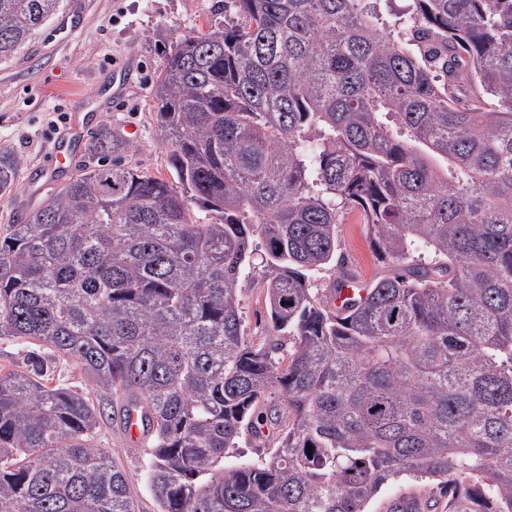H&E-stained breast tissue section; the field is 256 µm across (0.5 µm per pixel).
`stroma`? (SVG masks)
I'll return each mask as SVG.
<instances>
[{
    "label": "stroma",
    "instance_id": "35a3bbf8",
    "mask_svg": "<svg viewBox=\"0 0 512 512\" xmlns=\"http://www.w3.org/2000/svg\"><path fill=\"white\" fill-rule=\"evenodd\" d=\"M234 6L216 0H65V6L24 47L0 52V148L21 161L16 191L0 196V228L16 212L33 210L49 187L66 182L84 160L83 146L72 150L71 167L48 176L45 164L69 118L89 116V130L101 124L135 126L124 160L141 171L169 178L166 150L153 121L154 83L173 43L237 20ZM126 72L129 85L122 101L100 95L114 72ZM340 251L363 282L390 274L364 224L350 214L340 227ZM247 335L271 333L261 282L246 280L241 291ZM104 447L128 474L140 512H156L145 482L148 456L133 447L120 425L104 428Z\"/></svg>",
    "mask_w": 512,
    "mask_h": 512
}]
</instances>
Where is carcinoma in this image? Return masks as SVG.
<instances>
[{
	"mask_svg": "<svg viewBox=\"0 0 512 512\" xmlns=\"http://www.w3.org/2000/svg\"><path fill=\"white\" fill-rule=\"evenodd\" d=\"M233 3L158 75L171 179L103 125L0 230V339L89 382L33 351L0 369V512H139L101 447L114 396L152 414L157 512H367L404 477L512 512V0ZM63 8L0 0V52ZM19 172L0 150V194ZM352 212L396 268L338 308ZM257 234L264 338L240 299ZM245 438L273 447L243 461ZM28 350L40 353L47 363L48 373L57 382H64L75 386L76 389L87 391L89 389L87 380L81 376L80 370L70 363L54 360L48 349L38 346H26L10 339L0 340V368L4 370H22L25 368Z\"/></svg>",
	"mask_w": 512,
	"mask_h": 512,
	"instance_id": "1",
	"label": "carcinoma"
}]
</instances>
